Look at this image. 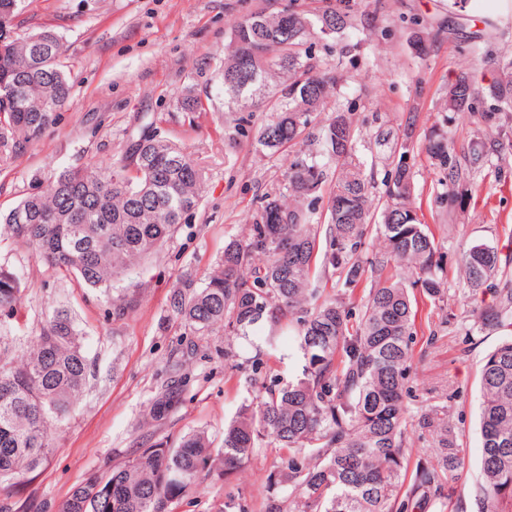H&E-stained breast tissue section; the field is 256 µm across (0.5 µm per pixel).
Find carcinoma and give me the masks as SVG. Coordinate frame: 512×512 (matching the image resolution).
I'll return each mask as SVG.
<instances>
[{
  "instance_id": "obj_1",
  "label": "carcinoma",
  "mask_w": 512,
  "mask_h": 512,
  "mask_svg": "<svg viewBox=\"0 0 512 512\" xmlns=\"http://www.w3.org/2000/svg\"><path fill=\"white\" fill-rule=\"evenodd\" d=\"M22 0H0V29L15 34L0 43V161L37 140L71 101L74 81L61 64L59 36L44 30L15 33ZM291 19L263 9L246 15L231 31L230 51L215 70L227 112L268 109L254 137L263 152L292 148L285 196L263 198L250 233L233 240L204 282L182 280L171 297L173 310L193 331L217 325L244 340L259 357L280 350L279 326L295 317L292 345L305 365L301 375L258 392L224 428L220 448L203 431L173 443H155L105 476L75 488L57 512H174L201 477L231 476L261 442L288 450L281 470L288 477V505L297 512H411L421 498L454 500L461 466L451 427L436 426L434 456H417L406 496L404 382L409 372L413 311L409 284L383 276L390 265L419 275L432 297L441 295L442 271L434 241L411 205L414 172L411 136L396 141L385 182L384 202L373 206V185L358 148L352 113L322 115L336 76L315 53L366 24L349 0L309 9L289 0ZM472 52L498 66L489 86L500 111L512 110V59L496 60L480 44ZM483 92L472 74L448 85V110L482 123ZM210 95L188 92L184 112H204ZM425 150L441 172L439 203L466 198L473 173L504 150L500 138L481 134L457 153L448 134L431 133ZM336 170L325 213L326 229L314 222V196ZM205 172L180 144L158 134L131 141L108 170L63 168L44 187L0 213L6 233L28 243L53 269L75 274L89 288L110 295L112 283L134 263L158 251L202 201ZM380 226L386 249L369 262L358 254L372 225ZM333 271L355 288L366 270L374 277L356 324L343 302L324 295L316 269ZM490 247L472 246L462 272L477 293L496 271ZM20 278L0 266V314L17 312ZM512 295L499 308L479 310L487 326L502 325ZM90 374L74 321L55 312L38 337L33 355L12 360L0 339V492L25 481L52 450L50 431L72 413ZM482 482L473 493L476 512H512V336L485 359L481 373ZM183 381H168L149 416L167 417L182 401ZM222 512H255L228 494Z\"/></svg>"
}]
</instances>
